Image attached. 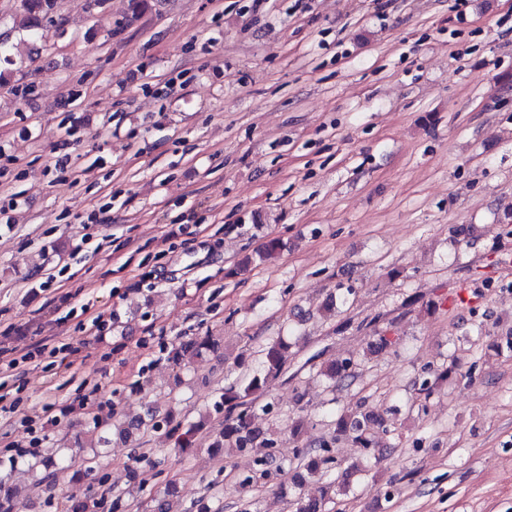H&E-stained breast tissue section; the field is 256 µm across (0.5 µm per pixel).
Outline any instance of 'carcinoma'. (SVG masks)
<instances>
[{"instance_id": "carcinoma-1", "label": "carcinoma", "mask_w": 512, "mask_h": 512, "mask_svg": "<svg viewBox=\"0 0 512 512\" xmlns=\"http://www.w3.org/2000/svg\"><path fill=\"white\" fill-rule=\"evenodd\" d=\"M11 18L19 29L28 32L32 38L43 35L44 24L56 23L63 25V19L58 14V0H10ZM0 85L11 83L13 75L12 66L15 65L11 47L7 42L0 40ZM284 248L279 240L269 241L264 249L253 256L242 259L237 270L243 272L255 263L266 264L276 261ZM290 344L286 341L270 340L261 349V361L257 369H248L240 375L235 383L222 388L219 400L214 402V409L225 411L224 422L220 425L209 445V452L213 456H222L229 449L236 454L252 457V467L238 475L241 487L263 486L271 481L275 475L272 471L274 449L278 440L271 434H266L255 426L253 419L257 411H269V404L261 405L259 401L265 393L270 380L282 374L286 364V351ZM215 348L213 337L191 336L172 344L168 356L178 367L189 366L194 359ZM356 363L353 359L335 360L320 367L319 374L326 377L337 389L346 381L356 377ZM457 369V360L450 359V364L429 367L424 371L418 394L423 399H429L442 384ZM167 426L166 436L174 441V448L181 453L192 450L195 434L205 425V419L186 425L173 424V418L167 414L159 416L157 411L148 407L136 414L124 415V421L113 427L108 422L96 423L90 433L97 438L100 448H106L112 443V436L131 442L134 437L144 431H155L161 426ZM381 424L375 422L369 415L360 410L344 411L335 423L333 432L326 437L306 443L296 450L294 459L289 467L300 470L304 479L310 477H324L336 469L343 472L345 480L354 479L362 484L368 480L369 471L357 465L343 467L342 461L331 454L333 444L340 437H347L354 447L359 449L361 457L365 460L380 461L377 434ZM334 500L320 494L306 497L296 495L290 502L292 512H333L330 504ZM19 503L16 499L15 489L10 479L0 477V512H18Z\"/></svg>"}]
</instances>
